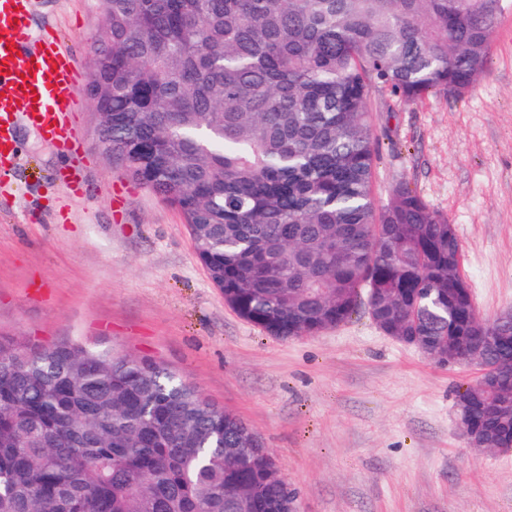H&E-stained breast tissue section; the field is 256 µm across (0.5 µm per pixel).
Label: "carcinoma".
Instances as JSON below:
<instances>
[{
	"label": "carcinoma",
	"mask_w": 512,
	"mask_h": 512,
	"mask_svg": "<svg viewBox=\"0 0 512 512\" xmlns=\"http://www.w3.org/2000/svg\"><path fill=\"white\" fill-rule=\"evenodd\" d=\"M507 0H107L93 47L107 158L178 208L241 318L283 339L348 322L512 369L453 225L405 183L377 209L368 103L460 98ZM469 384L477 446L512 414ZM261 437L168 367L74 340L0 339V512H296Z\"/></svg>",
	"instance_id": "obj_1"
}]
</instances>
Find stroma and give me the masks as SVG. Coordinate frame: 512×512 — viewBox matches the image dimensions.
Wrapping results in <instances>:
<instances>
[{"label":"stroma","instance_id":"stroma-1","mask_svg":"<svg viewBox=\"0 0 512 512\" xmlns=\"http://www.w3.org/2000/svg\"><path fill=\"white\" fill-rule=\"evenodd\" d=\"M102 0H36L82 72ZM377 204L405 182L447 217L481 315L512 311V4L488 70L462 98L404 103L374 91ZM71 156L36 128L0 163V337H66L161 363L246 422L297 492V512H512V450L470 447L456 420L474 368L398 342L358 309L319 335L281 339L239 317L200 262L181 213L100 152L81 95ZM77 166L82 198L59 175Z\"/></svg>","mask_w":512,"mask_h":512}]
</instances>
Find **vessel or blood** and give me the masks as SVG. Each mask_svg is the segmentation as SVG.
I'll return each instance as SVG.
<instances>
[{"label": "vessel or blood", "mask_w": 512, "mask_h": 512, "mask_svg": "<svg viewBox=\"0 0 512 512\" xmlns=\"http://www.w3.org/2000/svg\"><path fill=\"white\" fill-rule=\"evenodd\" d=\"M32 0H0V157L16 154L14 130L25 122L72 151L69 115L80 101L82 75L56 39L33 37Z\"/></svg>", "instance_id": "1"}]
</instances>
